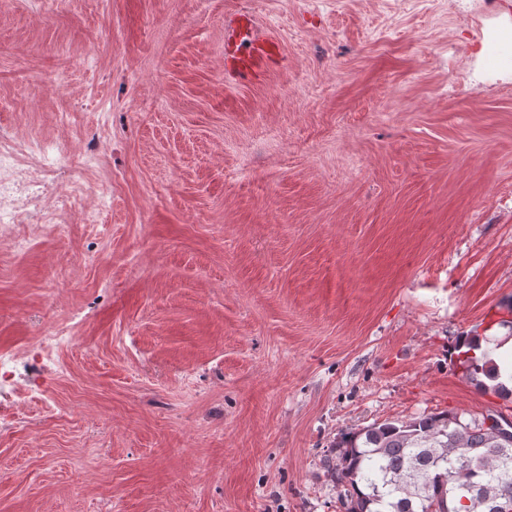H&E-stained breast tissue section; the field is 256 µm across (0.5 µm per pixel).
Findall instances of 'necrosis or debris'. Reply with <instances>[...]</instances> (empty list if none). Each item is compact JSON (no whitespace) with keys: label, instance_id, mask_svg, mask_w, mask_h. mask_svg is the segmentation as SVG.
Instances as JSON below:
<instances>
[{"label":"necrosis or debris","instance_id":"necrosis-or-debris-1","mask_svg":"<svg viewBox=\"0 0 512 512\" xmlns=\"http://www.w3.org/2000/svg\"><path fill=\"white\" fill-rule=\"evenodd\" d=\"M105 138L94 140L75 162L86 165L102 154ZM70 158L59 154L49 143L36 137L18 138L0 134V229L22 241L23 230L35 224L53 231H65L75 213L95 221V212L86 210L88 189L72 183L66 194H58L52 181L59 167L70 165ZM71 339L67 327L55 325L46 330L28 354L0 353V394H8L19 405L44 399L42 367L55 361L59 349Z\"/></svg>","mask_w":512,"mask_h":512}]
</instances>
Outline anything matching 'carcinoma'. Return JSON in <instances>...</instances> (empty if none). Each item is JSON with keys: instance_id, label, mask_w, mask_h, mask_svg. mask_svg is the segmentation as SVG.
<instances>
[{"instance_id": "1", "label": "carcinoma", "mask_w": 512, "mask_h": 512, "mask_svg": "<svg viewBox=\"0 0 512 512\" xmlns=\"http://www.w3.org/2000/svg\"><path fill=\"white\" fill-rule=\"evenodd\" d=\"M484 341L483 348L465 342L456 364L473 381L493 382L495 394L512 396L491 358L495 338ZM336 459L330 470L344 488L345 512H494L500 500L512 501V435L483 419L446 413L374 423L344 436Z\"/></svg>"}]
</instances>
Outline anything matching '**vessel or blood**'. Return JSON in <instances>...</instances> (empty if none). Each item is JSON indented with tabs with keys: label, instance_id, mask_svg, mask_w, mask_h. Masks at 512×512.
Here are the masks:
<instances>
[{
	"label": "vessel or blood",
	"instance_id": "obj_1",
	"mask_svg": "<svg viewBox=\"0 0 512 512\" xmlns=\"http://www.w3.org/2000/svg\"><path fill=\"white\" fill-rule=\"evenodd\" d=\"M281 56L279 43L262 33L251 11L243 9L226 19L225 82L240 84L260 80Z\"/></svg>",
	"mask_w": 512,
	"mask_h": 512
}]
</instances>
